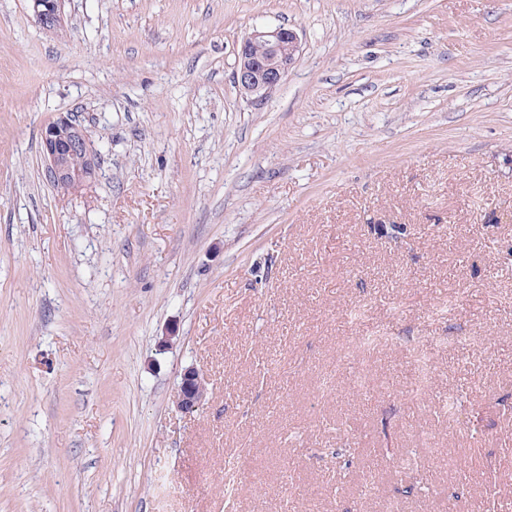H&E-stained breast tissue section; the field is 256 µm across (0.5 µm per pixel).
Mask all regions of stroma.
<instances>
[{"label": "stroma", "mask_w": 512, "mask_h": 512, "mask_svg": "<svg viewBox=\"0 0 512 512\" xmlns=\"http://www.w3.org/2000/svg\"><path fill=\"white\" fill-rule=\"evenodd\" d=\"M0 512H512V0H0ZM40 26L47 32L56 31L62 24L64 0H29ZM297 33L286 27L255 29L241 43L235 82L251 103H261L282 83L300 56ZM41 140L47 176L58 189L78 192L96 180V153L90 135L71 116H60L48 123ZM205 394L200 374L192 368L186 369L181 376L176 407L184 413L194 412L204 400Z\"/></svg>", "instance_id": "1"}]
</instances>
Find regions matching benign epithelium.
Segmentation results:
<instances>
[{"instance_id": "obj_1", "label": "benign epithelium", "mask_w": 512, "mask_h": 512, "mask_svg": "<svg viewBox=\"0 0 512 512\" xmlns=\"http://www.w3.org/2000/svg\"><path fill=\"white\" fill-rule=\"evenodd\" d=\"M34 15L47 32L62 24L64 0H30ZM297 33L286 27L255 29L241 43L234 72L235 82L252 103H261L282 83L300 56ZM46 173L63 192H77L97 177L96 153L88 131L68 115L48 123L41 133ZM200 374L189 368L181 376L176 407L190 413L204 400Z\"/></svg>"}]
</instances>
